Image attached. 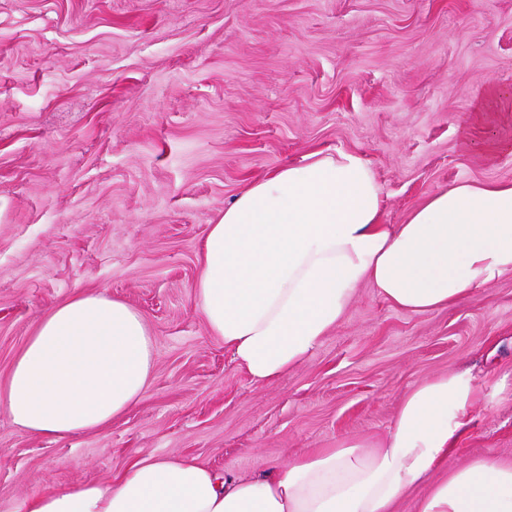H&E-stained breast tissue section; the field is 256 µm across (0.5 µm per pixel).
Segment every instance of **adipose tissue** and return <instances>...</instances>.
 <instances>
[{"label": "adipose tissue", "mask_w": 512, "mask_h": 512, "mask_svg": "<svg viewBox=\"0 0 512 512\" xmlns=\"http://www.w3.org/2000/svg\"><path fill=\"white\" fill-rule=\"evenodd\" d=\"M369 164L314 151L252 181L210 226L196 308L238 366L270 384L307 358L369 284L393 306L441 310L512 272V182L440 190L401 224L382 221ZM157 364L141 312L102 291L51 306L17 355L0 409L61 438L99 428L144 396ZM478 397L466 372L406 392L381 436L292 454L241 476L181 456H141L108 482L47 490L23 512H512V462L449 459Z\"/></svg>", "instance_id": "adipose-tissue-1"}]
</instances>
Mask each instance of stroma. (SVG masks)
Returning <instances> with one entry per match:
<instances>
[{
  "label": "stroma",
  "instance_id": "stroma-1",
  "mask_svg": "<svg viewBox=\"0 0 512 512\" xmlns=\"http://www.w3.org/2000/svg\"><path fill=\"white\" fill-rule=\"evenodd\" d=\"M512 88V0H0V387L49 308L103 289L156 341L142 400L63 438L0 410V512L138 456L255 475L287 451L385 434L450 371L478 400L452 456L512 461V274L411 313L361 286L343 319L258 385L195 308L201 244L251 181L355 151L403 223L434 192L512 181L464 126Z\"/></svg>",
  "mask_w": 512,
  "mask_h": 512
}]
</instances>
